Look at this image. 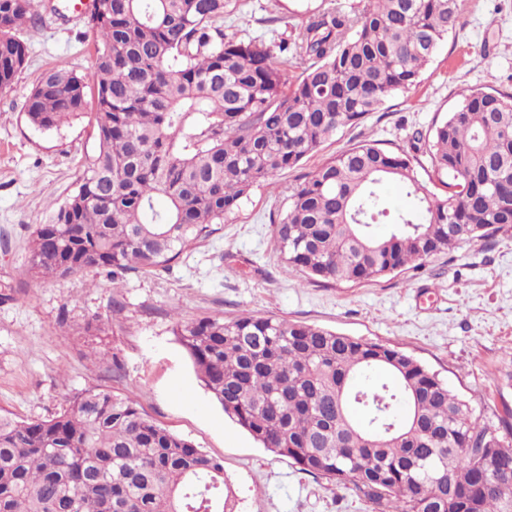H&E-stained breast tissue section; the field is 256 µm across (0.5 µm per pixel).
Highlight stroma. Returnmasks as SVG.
Returning a JSON list of instances; mask_svg holds the SVG:
<instances>
[{
    "instance_id": "stroma-1",
    "label": "stroma",
    "mask_w": 512,
    "mask_h": 512,
    "mask_svg": "<svg viewBox=\"0 0 512 512\" xmlns=\"http://www.w3.org/2000/svg\"><path fill=\"white\" fill-rule=\"evenodd\" d=\"M359 0H233L224 22L239 38L289 37L290 21ZM37 28L21 32L28 62L0 96V411L45 418L75 392L100 386L132 394L157 423L224 462L238 512H376L349 488L299 470L261 447L229 419L176 340V320L244 312L304 322L392 344L425 363L468 401L482 423L512 409V226L448 254L365 284L310 283L289 270L272 226L291 188L321 162L362 140L408 148L413 131L450 112L463 89L512 90V0H466L455 32L419 86L354 126L313 156L254 187L207 241L170 267L105 272L45 282L26 269L34 225L48 223L77 188L96 149L90 115L45 131L28 123L25 100L57 62L82 74L95 63V33L82 14L58 15L40 0Z\"/></svg>"
}]
</instances>
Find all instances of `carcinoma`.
Segmentation results:
<instances>
[{
	"instance_id": "1",
	"label": "carcinoma",
	"mask_w": 512,
	"mask_h": 512,
	"mask_svg": "<svg viewBox=\"0 0 512 512\" xmlns=\"http://www.w3.org/2000/svg\"><path fill=\"white\" fill-rule=\"evenodd\" d=\"M461 0H367L307 14L268 44L224 32L228 0H99L91 75L45 71L25 101L50 130L94 86L96 152L51 223L33 227L28 276L112 281L177 260L253 187L420 83ZM33 0H0V94L27 63ZM426 178H421L418 171ZM397 184L410 201L384 206ZM391 220L394 232L370 227ZM512 224V94L465 89L410 150L363 140L288 195L274 237L310 283L361 284ZM211 398L270 452L379 512H512V412L492 428L439 373L396 346L247 313L177 320ZM0 512H237L224 464L101 387L61 411L0 413Z\"/></svg>"
}]
</instances>
